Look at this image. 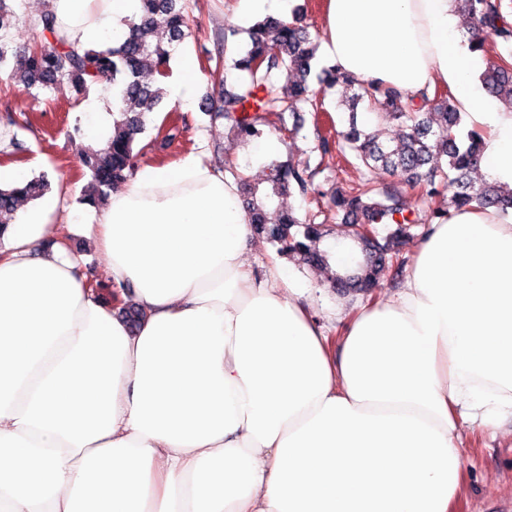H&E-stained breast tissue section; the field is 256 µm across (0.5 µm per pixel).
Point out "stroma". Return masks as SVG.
<instances>
[{"label":"stroma","instance_id":"obj_1","mask_svg":"<svg viewBox=\"0 0 512 512\" xmlns=\"http://www.w3.org/2000/svg\"><path fill=\"white\" fill-rule=\"evenodd\" d=\"M187 15L189 27L182 48L196 65L197 104L185 110L163 103L144 136L150 144L146 159L172 163L193 152L217 169L230 159L251 181H258L268 172L266 164L250 155L227 119L207 115L201 108L207 97L238 90L232 75L223 84L212 82L211 60L223 51L224 35L228 32L232 33L238 50L246 49L245 29L249 21L237 15L235 0H187ZM104 91V86L96 85L80 93L64 82L24 93L12 89L7 70L0 69V165L27 163L32 172L49 173L52 192L59 197L50 223H64L71 212L80 213L83 223L95 221L94 209L78 202L89 181L79 165L86 135L78 127L83 123V105L101 97ZM172 125L177 128L174 138H165L164 129ZM278 159L309 163L316 169V182L320 185L329 180L349 185L359 177L354 168L338 167L335 153L315 150L314 126L309 119L296 139L286 141ZM69 247L84 257L81 272L86 280L100 285L101 297L109 298L110 291L105 287L106 259L94 239L75 232ZM404 276V269L393 265L381 275L378 287L355 291L329 286L325 289V301L350 308L385 296L400 285ZM463 441L466 467L459 512H512V427L503 426L493 435L477 436L467 430Z\"/></svg>","mask_w":512,"mask_h":512}]
</instances>
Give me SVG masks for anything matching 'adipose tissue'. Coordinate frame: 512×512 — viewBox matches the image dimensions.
<instances>
[{
    "mask_svg": "<svg viewBox=\"0 0 512 512\" xmlns=\"http://www.w3.org/2000/svg\"><path fill=\"white\" fill-rule=\"evenodd\" d=\"M326 4L330 63L448 85L512 189V108L477 84L452 0ZM137 9L54 0L69 40L103 49ZM56 208L0 233V512H455L463 428L512 423V215L426 225L400 288L324 325L311 280L253 268L237 183L195 154L141 164L85 226L114 302L51 239Z\"/></svg>",
    "mask_w": 512,
    "mask_h": 512,
    "instance_id": "ef3b65f1",
    "label": "adipose tissue"
}]
</instances>
